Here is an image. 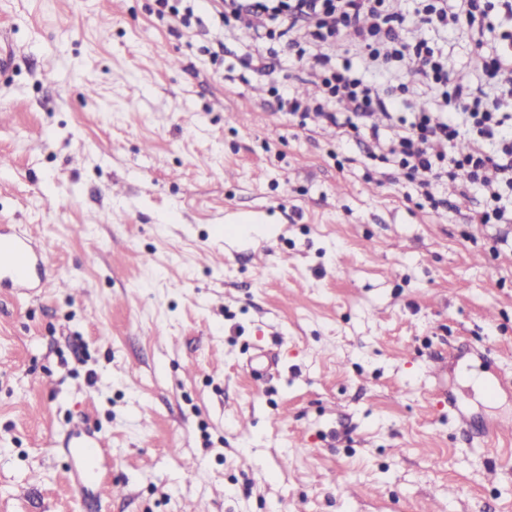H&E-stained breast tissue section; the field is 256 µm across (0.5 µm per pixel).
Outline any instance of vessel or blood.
<instances>
[{"label": "vessel or blood", "instance_id": "vessel-or-blood-1", "mask_svg": "<svg viewBox=\"0 0 512 512\" xmlns=\"http://www.w3.org/2000/svg\"><path fill=\"white\" fill-rule=\"evenodd\" d=\"M48 250L13 225L0 224V289L34 295L49 286Z\"/></svg>", "mask_w": 512, "mask_h": 512}]
</instances>
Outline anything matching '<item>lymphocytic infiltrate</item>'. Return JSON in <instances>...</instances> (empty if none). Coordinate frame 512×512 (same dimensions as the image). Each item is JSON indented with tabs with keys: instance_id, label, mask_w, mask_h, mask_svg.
Masks as SVG:
<instances>
[{
	"instance_id": "f902f5d3",
	"label": "lymphocytic infiltrate",
	"mask_w": 512,
	"mask_h": 512,
	"mask_svg": "<svg viewBox=\"0 0 512 512\" xmlns=\"http://www.w3.org/2000/svg\"><path fill=\"white\" fill-rule=\"evenodd\" d=\"M447 12L432 0H419L412 41L399 35L404 15L391 12L388 0H213L215 12L248 15L255 35L287 39L298 50L319 89L313 111L301 99L272 89L277 106L300 121L335 127L339 138L363 135L369 142L366 160L399 168L431 208L448 205L439 187L459 192L478 188L482 206L471 210L472 224H512V52L496 50L492 61L503 82L496 93L453 75L442 52L426 36L430 28L475 27L473 12ZM347 40L343 61H335L336 42ZM385 73L387 87L368 82L366 70ZM426 84L436 107L411 116L397 113L395 90ZM462 106L454 117L453 106Z\"/></svg>"
}]
</instances>
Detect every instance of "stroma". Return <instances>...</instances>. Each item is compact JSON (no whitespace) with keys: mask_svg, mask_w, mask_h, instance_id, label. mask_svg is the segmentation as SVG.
<instances>
[{"mask_svg":"<svg viewBox=\"0 0 512 512\" xmlns=\"http://www.w3.org/2000/svg\"><path fill=\"white\" fill-rule=\"evenodd\" d=\"M192 8L0 0V224L72 284L0 290V512H512V224L281 115L316 92L295 51L254 71L246 21Z\"/></svg>","mask_w":512,"mask_h":512,"instance_id":"35a3bbf8","label":"stroma"}]
</instances>
